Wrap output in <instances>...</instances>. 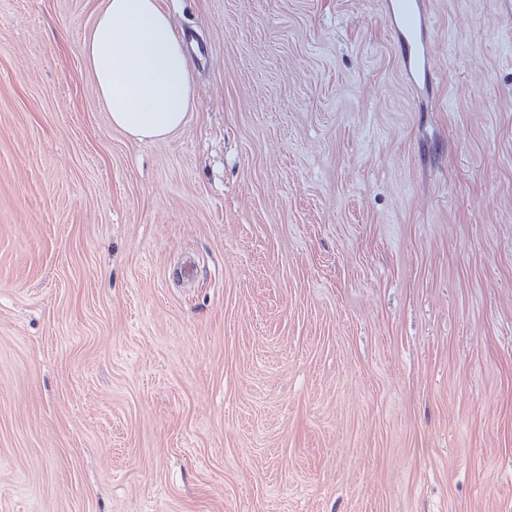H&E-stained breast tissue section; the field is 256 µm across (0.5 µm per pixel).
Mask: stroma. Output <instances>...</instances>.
Segmentation results:
<instances>
[{
	"label": "stroma",
	"instance_id": "1",
	"mask_svg": "<svg viewBox=\"0 0 512 512\" xmlns=\"http://www.w3.org/2000/svg\"><path fill=\"white\" fill-rule=\"evenodd\" d=\"M160 2L140 141L0 0V512H512V0ZM419 0H393L390 2V17L396 26L401 43L407 48V63L420 67L425 65L421 54L422 17Z\"/></svg>",
	"mask_w": 512,
	"mask_h": 512
}]
</instances>
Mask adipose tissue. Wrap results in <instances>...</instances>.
<instances>
[{
  "mask_svg": "<svg viewBox=\"0 0 512 512\" xmlns=\"http://www.w3.org/2000/svg\"><path fill=\"white\" fill-rule=\"evenodd\" d=\"M81 56L113 128L162 140L184 126L191 70L159 0H102Z\"/></svg>",
  "mask_w": 512,
  "mask_h": 512,
  "instance_id": "obj_1",
  "label": "adipose tissue"
}]
</instances>
